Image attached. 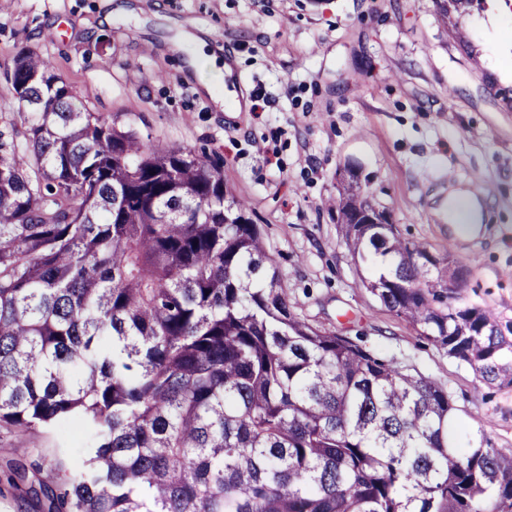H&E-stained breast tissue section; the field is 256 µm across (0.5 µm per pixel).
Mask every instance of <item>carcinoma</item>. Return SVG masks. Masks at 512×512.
Listing matches in <instances>:
<instances>
[{
	"label": "carcinoma",
	"mask_w": 512,
	"mask_h": 512,
	"mask_svg": "<svg viewBox=\"0 0 512 512\" xmlns=\"http://www.w3.org/2000/svg\"><path fill=\"white\" fill-rule=\"evenodd\" d=\"M7 80L28 154L0 142V423L83 428L89 459L33 493L63 512H502L512 452L451 436L436 381L291 306L261 228L205 152L89 111L36 51ZM338 190L363 285L481 383L512 329L450 303L460 263Z\"/></svg>",
	"instance_id": "1"
}]
</instances>
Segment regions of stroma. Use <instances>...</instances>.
Here are the masks:
<instances>
[{"label":"stroma","mask_w":512,"mask_h":512,"mask_svg":"<svg viewBox=\"0 0 512 512\" xmlns=\"http://www.w3.org/2000/svg\"><path fill=\"white\" fill-rule=\"evenodd\" d=\"M230 58L245 111L218 108L174 43ZM48 58L89 111L153 143L205 150L249 205L288 293L314 325L361 336L377 355L448 392L457 418L512 452V389L419 338L363 287L329 204L348 160L372 175L400 235L470 275L459 306L512 326V8L499 0H0V138L26 155L28 122L6 78L21 51ZM481 222L452 236L449 199ZM90 456L83 431L0 426V512H49L31 484Z\"/></svg>","instance_id":"obj_1"}]
</instances>
